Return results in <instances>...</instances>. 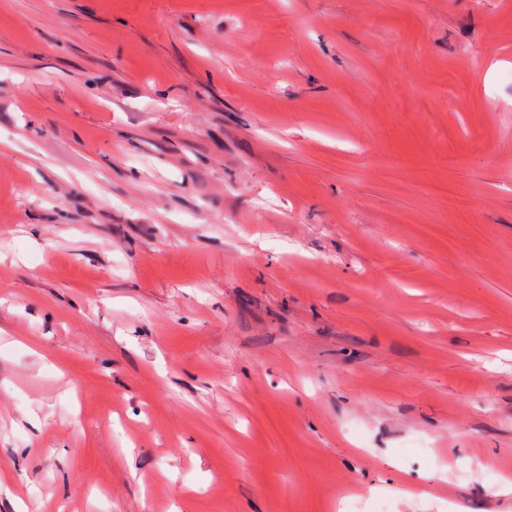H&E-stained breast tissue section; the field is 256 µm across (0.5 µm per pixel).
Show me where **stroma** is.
Segmentation results:
<instances>
[{
	"label": "stroma",
	"mask_w": 512,
	"mask_h": 512,
	"mask_svg": "<svg viewBox=\"0 0 512 512\" xmlns=\"http://www.w3.org/2000/svg\"><path fill=\"white\" fill-rule=\"evenodd\" d=\"M504 478L512 0H0V512Z\"/></svg>",
	"instance_id": "1"
}]
</instances>
